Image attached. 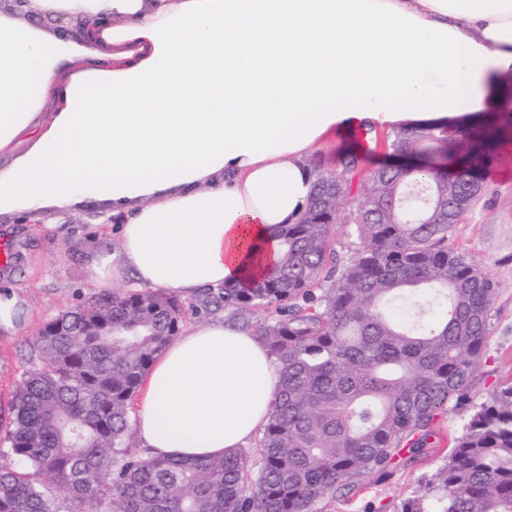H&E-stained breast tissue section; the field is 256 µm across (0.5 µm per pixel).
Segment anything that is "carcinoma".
I'll return each mask as SVG.
<instances>
[{
	"label": "carcinoma",
	"instance_id": "cac0c4a2",
	"mask_svg": "<svg viewBox=\"0 0 512 512\" xmlns=\"http://www.w3.org/2000/svg\"><path fill=\"white\" fill-rule=\"evenodd\" d=\"M512 127V101L489 123L399 127L391 146L414 170L308 160L309 206L281 226L280 257L245 286L205 290L184 309L142 288L92 296L38 332L5 439L0 512H322L399 459L428 454L448 404L466 413L432 505L400 512H512V381L475 404L496 284L448 244L479 196V173ZM357 243L336 241L345 202ZM224 312L279 364L283 386L255 452L204 459L132 450L129 409L186 311Z\"/></svg>",
	"mask_w": 512,
	"mask_h": 512
}]
</instances>
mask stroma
Listing matches in <instances>:
<instances>
[{
    "instance_id": "obj_1",
    "label": "stroma",
    "mask_w": 512,
    "mask_h": 512,
    "mask_svg": "<svg viewBox=\"0 0 512 512\" xmlns=\"http://www.w3.org/2000/svg\"><path fill=\"white\" fill-rule=\"evenodd\" d=\"M355 143L367 149L368 167L390 159L386 144L348 129L334 133L321 146L325 164L333 163L339 146ZM496 152L493 167L481 174L483 189L478 201L449 237L498 288L486 355L471 392L477 403L486 401L499 383L512 380V133L503 136ZM117 239L95 206L76 219L52 215L41 224L0 222V240L9 242L14 251L10 267L0 273V289L14 288L26 299L29 310L27 323L16 335H0V425L8 423L21 375L38 355V330L45 321L96 293L92 264ZM462 425V416L449 411L438 421L439 434L428 457L399 465L390 479L366 484L350 500L332 503L325 512H398L402 500L413 493L424 494L426 480L447 463Z\"/></svg>"
}]
</instances>
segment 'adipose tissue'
<instances>
[{"mask_svg": "<svg viewBox=\"0 0 512 512\" xmlns=\"http://www.w3.org/2000/svg\"><path fill=\"white\" fill-rule=\"evenodd\" d=\"M103 15L82 40L52 25ZM510 75L512 0H0V217L99 204L121 241L93 267L102 288L243 285L277 261L327 135L474 121ZM280 382L249 331L200 321L145 378L135 438L230 454Z\"/></svg>", "mask_w": 512, "mask_h": 512, "instance_id": "ef3b65f1", "label": "adipose tissue"}]
</instances>
